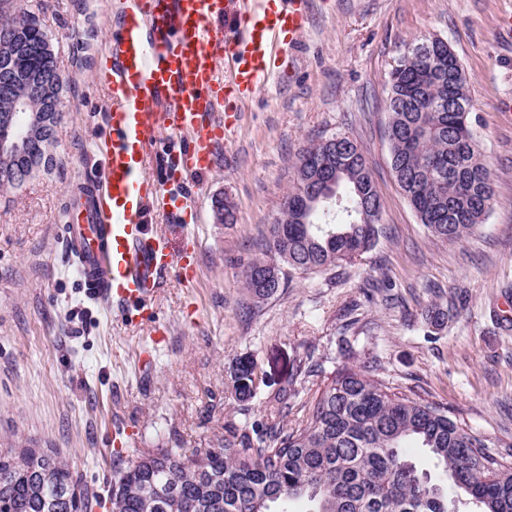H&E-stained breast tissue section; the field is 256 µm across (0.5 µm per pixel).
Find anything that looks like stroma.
Returning <instances> with one entry per match:
<instances>
[{"label":"stroma","mask_w":512,"mask_h":512,"mask_svg":"<svg viewBox=\"0 0 512 512\" xmlns=\"http://www.w3.org/2000/svg\"><path fill=\"white\" fill-rule=\"evenodd\" d=\"M118 2H16L48 31L66 88L52 166L0 189V446L53 449L92 512H107L115 453L212 447L227 424L270 416L284 387L313 397L315 385L296 374L311 358L329 377L376 363L391 386L442 403L492 451L512 454V112L501 109L512 99V40L497 27L512 0H311L295 72L253 94L214 169L197 179V223L159 220L172 244L196 235L198 269L190 288L177 270L164 277L151 307L168 332L156 345L148 324L85 295L60 232L108 135L96 73ZM425 37L446 40L462 65L494 188L486 222L456 244L419 224L385 137L389 72L406 42ZM334 134L363 150L384 234L353 264L291 273L254 301L241 266L276 216L298 153ZM218 197L235 203L236 223H215ZM433 305L448 312L442 327L422 317ZM149 347L144 373L137 357ZM246 358L259 386L242 403L234 373Z\"/></svg>","instance_id":"stroma-1"}]
</instances>
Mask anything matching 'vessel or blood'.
Segmentation results:
<instances>
[{"instance_id":"b4317fda","label":"vessel or blood","mask_w":512,"mask_h":512,"mask_svg":"<svg viewBox=\"0 0 512 512\" xmlns=\"http://www.w3.org/2000/svg\"><path fill=\"white\" fill-rule=\"evenodd\" d=\"M307 18L308 0H122L99 73L109 137L63 226L87 297L142 318L170 268L193 285L195 236L175 247L155 225L195 217L184 183L212 170L215 144L260 85L295 70ZM163 132L180 143L159 181L144 170Z\"/></svg>"}]
</instances>
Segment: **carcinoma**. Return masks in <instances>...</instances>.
Returning a JSON list of instances; mask_svg holds the SVG:
<instances>
[{"label":"carcinoma","instance_id":"1","mask_svg":"<svg viewBox=\"0 0 512 512\" xmlns=\"http://www.w3.org/2000/svg\"><path fill=\"white\" fill-rule=\"evenodd\" d=\"M0 0V66L25 73L44 58L54 71L53 97L65 86L57 52L36 16ZM405 45L389 72L386 138L391 170L419 222L449 243L485 222L493 188L476 147L472 103L462 66L448 44ZM381 196L358 143L346 134L320 139L300 153L292 187L247 262L244 288L256 299L275 294L281 269L323 273L352 263L383 233ZM215 223L234 224L236 207L214 209ZM271 275L264 283L261 272ZM255 363L239 362L240 402L255 395ZM283 390L278 409H297L298 423L255 420L250 431L216 439L211 448H144L116 455L110 512H458L465 496L477 512H512V462L489 451L448 408L394 392L371 362L346 367L296 401ZM423 448L428 458L412 449ZM69 463L36 448L0 447V512H90Z\"/></svg>","mask_w":512,"mask_h":512}]
</instances>
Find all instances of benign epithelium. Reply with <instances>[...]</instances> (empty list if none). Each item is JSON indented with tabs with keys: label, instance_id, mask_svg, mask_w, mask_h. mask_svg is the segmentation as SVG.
I'll return each instance as SVG.
<instances>
[{
	"label": "benign epithelium",
	"instance_id": "7a95c632",
	"mask_svg": "<svg viewBox=\"0 0 512 512\" xmlns=\"http://www.w3.org/2000/svg\"><path fill=\"white\" fill-rule=\"evenodd\" d=\"M56 113L35 112L25 95L14 100V110L0 116V158L12 163L16 182L23 185L42 168Z\"/></svg>",
	"mask_w": 512,
	"mask_h": 512
}]
</instances>
